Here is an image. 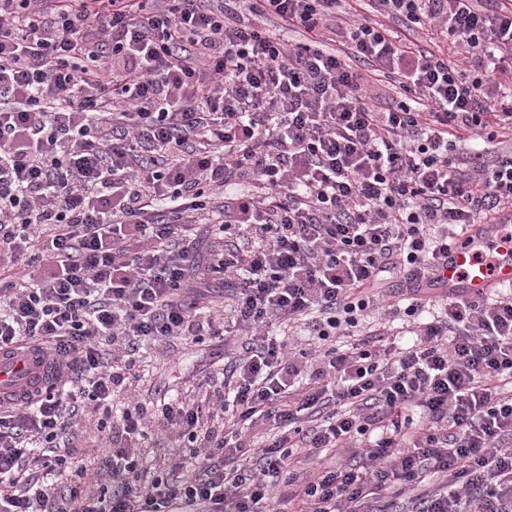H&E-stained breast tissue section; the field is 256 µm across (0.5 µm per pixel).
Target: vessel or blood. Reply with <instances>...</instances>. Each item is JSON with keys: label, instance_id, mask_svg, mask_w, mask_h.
I'll return each instance as SVG.
<instances>
[{"label": "vessel or blood", "instance_id": "obj_1", "mask_svg": "<svg viewBox=\"0 0 512 512\" xmlns=\"http://www.w3.org/2000/svg\"><path fill=\"white\" fill-rule=\"evenodd\" d=\"M512 223V210L500 213L497 223L476 224L463 229L456 245L448 250L439 285L454 296L477 297L496 288H512V246L503 244L502 228ZM498 244L500 256L494 266L475 257L479 247ZM53 373L41 355L30 351L24 357L0 351V399L19 397L24 391L52 382Z\"/></svg>", "mask_w": 512, "mask_h": 512}]
</instances>
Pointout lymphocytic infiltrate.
Here are the masks:
<instances>
[{"label": "lymphocytic infiltrate", "mask_w": 512, "mask_h": 512, "mask_svg": "<svg viewBox=\"0 0 512 512\" xmlns=\"http://www.w3.org/2000/svg\"><path fill=\"white\" fill-rule=\"evenodd\" d=\"M482 2L0 0V350L55 372L0 408V512H512V289L433 287L512 208ZM220 353L224 354V345L220 342L207 343L192 351L178 346L168 359L144 364L145 390L153 386L156 389H167L169 385V389L181 392L205 376H211L210 373H215L218 364L213 363L221 358L218 356ZM171 376H179L180 379L174 381Z\"/></svg>", "instance_id": "1"}]
</instances>
